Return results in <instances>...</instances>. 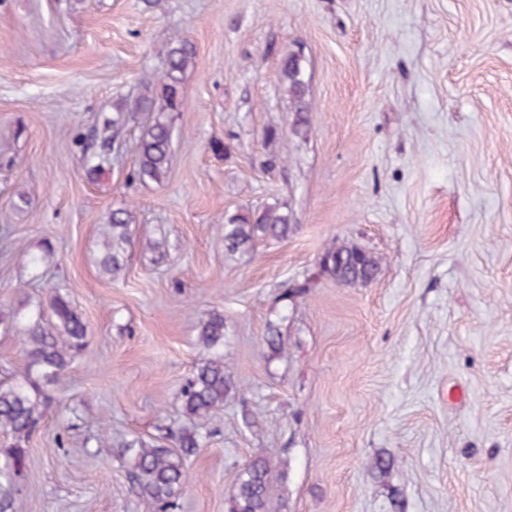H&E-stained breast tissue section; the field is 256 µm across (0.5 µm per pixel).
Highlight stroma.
I'll return each mask as SVG.
<instances>
[{"label": "stroma", "mask_w": 512, "mask_h": 512, "mask_svg": "<svg viewBox=\"0 0 512 512\" xmlns=\"http://www.w3.org/2000/svg\"><path fill=\"white\" fill-rule=\"evenodd\" d=\"M182 41L195 55L168 175L129 179L142 114L111 174L88 173L77 140ZM3 142L0 312L55 288L89 336L29 443L16 512H152L120 443L173 446L214 313L240 389L189 458L178 512H225L259 457L267 512H512V0H0ZM122 205L133 235L113 278L100 229ZM273 205L295 233L225 257V212ZM46 242L34 283L25 257ZM340 242L379 258L374 280L320 274ZM281 72L288 94L295 104L296 121L293 131L297 135L305 134L309 124L307 116L309 107L306 101L307 82L301 66V58L296 54L288 55L284 60Z\"/></svg>", "instance_id": "1"}]
</instances>
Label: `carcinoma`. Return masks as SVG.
<instances>
[{"label":"carcinoma","mask_w":512,"mask_h":512,"mask_svg":"<svg viewBox=\"0 0 512 512\" xmlns=\"http://www.w3.org/2000/svg\"><path fill=\"white\" fill-rule=\"evenodd\" d=\"M192 61V50L186 44L167 51L165 70L156 78L160 91L144 94L134 100L132 111L150 112L152 117L142 136L138 159L129 178L140 182H161L170 169L173 126L167 113L179 112L182 101L179 87L182 76ZM283 82L295 104L297 135L307 132L309 124L307 82L301 58L288 55L282 66ZM130 113L103 115L100 127L82 141V154L91 171L98 175L112 168V159L121 148L119 134ZM296 226L289 215L277 206H268L258 214L240 211L224 214V253L233 257L252 253L259 239L283 240ZM131 240V215L126 207L112 210L103 225L101 269L112 276L124 268L126 245ZM322 272L337 284H366L376 278L380 263L370 252L342 243L324 252L320 260ZM50 318H45V310ZM11 328L19 333L25 365L19 377L0 384V430L10 437L11 445L0 461V482L12 485L28 463V444L51 404L50 390L56 386L75 357L87 346L88 329L70 301L53 292L48 305L30 306L24 321L13 319ZM224 316L218 313L200 323L197 341L207 357L196 367L181 389L183 413L194 425L175 435L177 450L163 448L134 438L121 443L136 460L135 480L143 494L154 504L155 512H174L189 474L186 461L202 444L212 417L224 408V402L237 387L224 365ZM270 464L255 459L238 475L235 493L225 503V512H267L273 494L268 478Z\"/></svg>","instance_id":"cac0c4a2"}]
</instances>
